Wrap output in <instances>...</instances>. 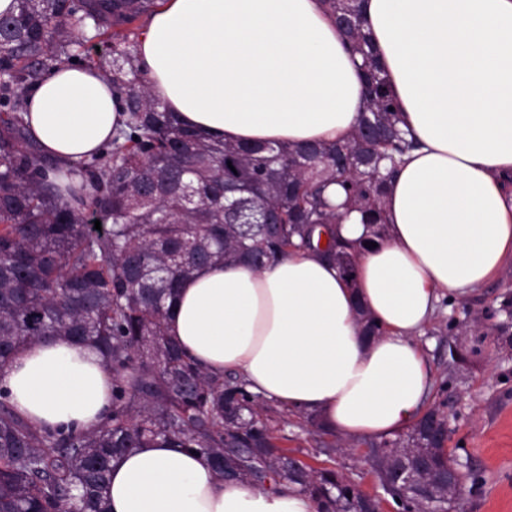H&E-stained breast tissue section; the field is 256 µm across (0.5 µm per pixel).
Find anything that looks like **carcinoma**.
Wrapping results in <instances>:
<instances>
[{
    "instance_id": "obj_1",
    "label": "carcinoma",
    "mask_w": 512,
    "mask_h": 512,
    "mask_svg": "<svg viewBox=\"0 0 512 512\" xmlns=\"http://www.w3.org/2000/svg\"><path fill=\"white\" fill-rule=\"evenodd\" d=\"M361 57L365 107L344 141L242 144L182 125L152 94L129 51L130 26L159 0H15L0 15V368L17 348L47 336L97 346L112 368V415L99 429H37L0 389V512H109L112 459L147 445L207 456L216 475L264 484L293 483L323 512H358L360 496L344 475L304 465L268 425L266 402L239 377L211 376L166 334L180 283L207 265L246 259L264 269L291 249L330 257L356 285L358 255L382 241L383 199L410 147L387 75L380 66L363 0H322ZM112 39L109 79L128 113L101 155L67 168L39 152L17 89L44 70L75 62V30ZM343 190L334 205L330 184ZM234 191L263 224H243L224 209ZM370 229L350 243L337 233L349 213ZM101 230L94 229V221ZM497 325L512 345V295ZM431 407L403 437L371 448L378 481L393 462L423 481L400 483L391 498L407 512H454L459 498L441 474L452 461L445 440L424 432Z\"/></svg>"
}]
</instances>
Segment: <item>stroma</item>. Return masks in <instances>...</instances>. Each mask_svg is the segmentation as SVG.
Segmentation results:
<instances>
[{
	"mask_svg": "<svg viewBox=\"0 0 512 512\" xmlns=\"http://www.w3.org/2000/svg\"><path fill=\"white\" fill-rule=\"evenodd\" d=\"M512 284L498 277L463 299L442 300L418 342L431 365L432 400H447L452 432L446 448L466 473L463 512H512V346L494 337L462 341L465 363L448 362L453 325L484 320ZM276 435L301 460L344 473L364 490L377 484L368 443L344 448L337 436L316 432L303 417L277 410Z\"/></svg>",
	"mask_w": 512,
	"mask_h": 512,
	"instance_id": "stroma-1",
	"label": "stroma"
}]
</instances>
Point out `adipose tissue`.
Returning a JSON list of instances; mask_svg holds the SVG:
<instances>
[{
    "instance_id": "obj_1",
    "label": "adipose tissue",
    "mask_w": 512,
    "mask_h": 512,
    "mask_svg": "<svg viewBox=\"0 0 512 512\" xmlns=\"http://www.w3.org/2000/svg\"><path fill=\"white\" fill-rule=\"evenodd\" d=\"M403 121L419 141L384 200L385 237L348 286L315 250L256 271L204 267L167 333L211 375L318 417L346 442L381 440L423 415L433 380L416 342L444 297L512 264V0H366ZM137 64L184 124L228 141L334 142L364 108L359 71L320 0H166ZM25 121L48 157L73 166L126 116L99 70H51L26 91ZM383 326L365 335L358 310ZM15 412L36 427L91 432L112 413L101 353L61 337L0 369ZM110 512H320L293 484L218 479L207 458L146 446L113 461Z\"/></svg>"
}]
</instances>
